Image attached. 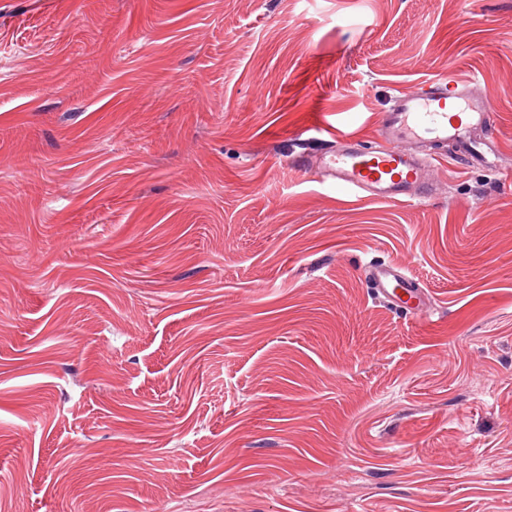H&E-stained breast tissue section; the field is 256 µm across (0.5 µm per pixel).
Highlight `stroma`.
Here are the masks:
<instances>
[{
    "instance_id": "obj_1",
    "label": "stroma",
    "mask_w": 512,
    "mask_h": 512,
    "mask_svg": "<svg viewBox=\"0 0 512 512\" xmlns=\"http://www.w3.org/2000/svg\"><path fill=\"white\" fill-rule=\"evenodd\" d=\"M451 71L503 171L296 163ZM0 512H512V0H0ZM364 277L373 297L404 316L418 317L426 313L429 298L398 263H371Z\"/></svg>"
}]
</instances>
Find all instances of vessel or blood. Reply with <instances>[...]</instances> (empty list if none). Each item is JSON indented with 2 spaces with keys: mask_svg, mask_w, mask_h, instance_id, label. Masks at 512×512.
Instances as JSON below:
<instances>
[{
  "mask_svg": "<svg viewBox=\"0 0 512 512\" xmlns=\"http://www.w3.org/2000/svg\"><path fill=\"white\" fill-rule=\"evenodd\" d=\"M475 79L456 74L390 96L371 145L348 136L317 154L300 157L322 181L374 200L409 202L436 194L433 151L449 148V163L497 171L501 149L492 134L493 106ZM364 277L373 297L411 317L426 313L429 299L405 268L387 261L369 264Z\"/></svg>",
  "mask_w": 512,
  "mask_h": 512,
  "instance_id": "1",
  "label": "vessel or blood"
}]
</instances>
